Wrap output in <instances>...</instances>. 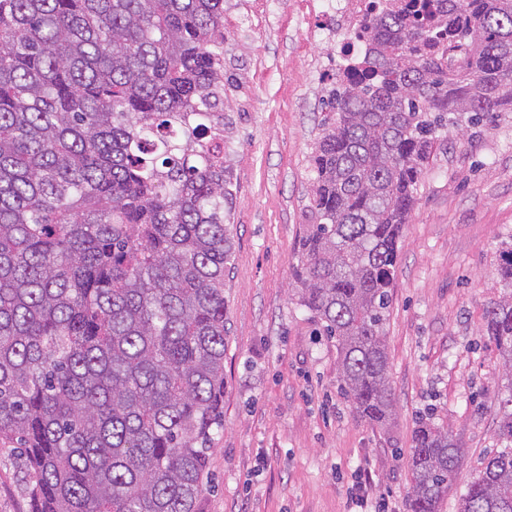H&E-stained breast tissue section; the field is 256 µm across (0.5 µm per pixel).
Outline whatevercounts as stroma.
<instances>
[{
  "instance_id": "obj_1",
  "label": "stroma",
  "mask_w": 512,
  "mask_h": 512,
  "mask_svg": "<svg viewBox=\"0 0 512 512\" xmlns=\"http://www.w3.org/2000/svg\"><path fill=\"white\" fill-rule=\"evenodd\" d=\"M253 0H224V112L235 252L226 279L224 429L210 450L202 512H407L415 417L434 408L462 448L444 512L499 448L505 385L481 337L503 294L512 244V112L459 121L437 142L405 225L386 324L396 416L360 418L337 382V353L293 292L310 221V157L329 114L336 41L315 35L297 0L235 30ZM0 512H31L13 444L0 442Z\"/></svg>"
}]
</instances>
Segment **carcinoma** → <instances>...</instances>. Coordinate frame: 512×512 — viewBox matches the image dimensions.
I'll list each match as a JSON object with an SVG mask.
<instances>
[{"mask_svg": "<svg viewBox=\"0 0 512 512\" xmlns=\"http://www.w3.org/2000/svg\"><path fill=\"white\" fill-rule=\"evenodd\" d=\"M329 94L295 295L344 395L395 416L385 327L438 133L512 112V0H390ZM224 0H0V441L31 512H198L224 427L234 251ZM509 289L484 335L512 402ZM458 512H512V410ZM461 448L420 419L407 512H443Z\"/></svg>", "mask_w": 512, "mask_h": 512, "instance_id": "obj_1", "label": "carcinoma"}]
</instances>
